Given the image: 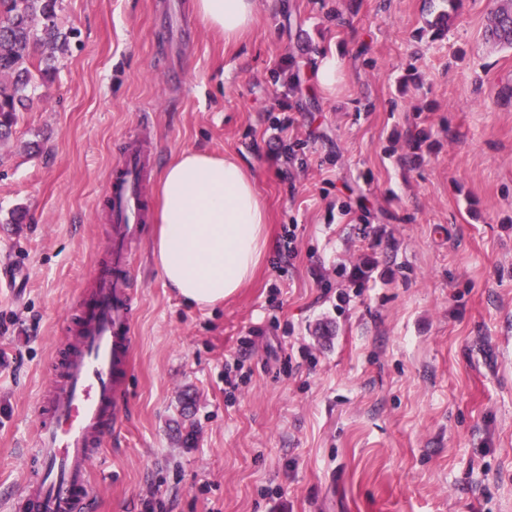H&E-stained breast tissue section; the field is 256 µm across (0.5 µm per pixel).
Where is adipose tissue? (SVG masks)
Returning a JSON list of instances; mask_svg holds the SVG:
<instances>
[{
  "instance_id": "adipose-tissue-1",
  "label": "adipose tissue",
  "mask_w": 512,
  "mask_h": 512,
  "mask_svg": "<svg viewBox=\"0 0 512 512\" xmlns=\"http://www.w3.org/2000/svg\"><path fill=\"white\" fill-rule=\"evenodd\" d=\"M257 0H193L194 13L225 41L252 24ZM152 260L190 307L232 298L254 276L269 245L268 216L254 180L231 156L186 151L159 177Z\"/></svg>"
}]
</instances>
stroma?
<instances>
[{
  "label": "stroma",
  "mask_w": 512,
  "mask_h": 512,
  "mask_svg": "<svg viewBox=\"0 0 512 512\" xmlns=\"http://www.w3.org/2000/svg\"><path fill=\"white\" fill-rule=\"evenodd\" d=\"M167 2L61 0L77 36L0 142V512L133 138L152 182L187 150L237 157L270 244L199 310L151 260L155 220L128 241L132 367L88 512H512V48L485 40L505 0H258L230 44Z\"/></svg>",
  "instance_id": "obj_1"
}]
</instances>
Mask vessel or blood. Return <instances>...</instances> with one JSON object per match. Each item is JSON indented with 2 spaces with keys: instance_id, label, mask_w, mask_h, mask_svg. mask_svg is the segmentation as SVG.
I'll use <instances>...</instances> for the list:
<instances>
[{
  "instance_id": "obj_1",
  "label": "vessel or blood",
  "mask_w": 512,
  "mask_h": 512,
  "mask_svg": "<svg viewBox=\"0 0 512 512\" xmlns=\"http://www.w3.org/2000/svg\"><path fill=\"white\" fill-rule=\"evenodd\" d=\"M149 164L139 143L129 142L112 177L109 212L120 227L111 244L114 270L99 274L94 308L75 329V344L41 405L35 431L37 473L21 497L25 512H87L95 498L92 464L118 425L116 387L130 368L135 296L125 288L121 271L130 263L124 243L147 219L144 173Z\"/></svg>"
}]
</instances>
